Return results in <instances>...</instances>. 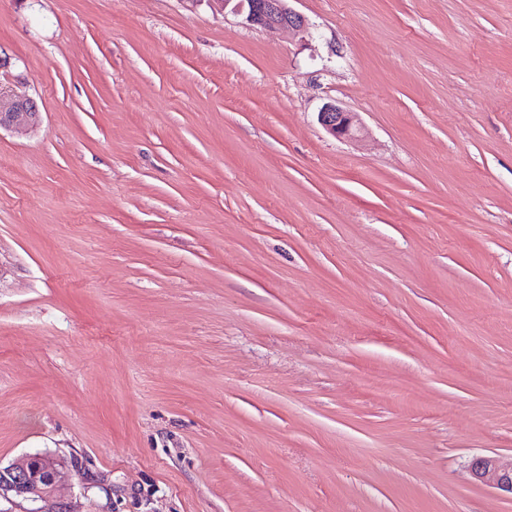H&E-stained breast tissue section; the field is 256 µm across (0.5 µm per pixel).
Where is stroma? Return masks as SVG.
<instances>
[{
  "mask_svg": "<svg viewBox=\"0 0 512 512\" xmlns=\"http://www.w3.org/2000/svg\"><path fill=\"white\" fill-rule=\"evenodd\" d=\"M0 0V465L47 512H512V0ZM357 113V142L318 123ZM227 7L236 2L232 10L245 16L249 25L268 29L288 30L289 33L300 35L308 32V23L303 15L289 6L290 0H220ZM40 120L41 112L35 99L0 86V131L34 128ZM318 121L337 139H357L364 133L357 113L350 112L336 103L325 104L318 112ZM53 454H26L6 467L0 465V501L21 498L35 506L49 498L66 465ZM470 473L476 482L512 496V461L503 464L496 456L476 455Z\"/></svg>",
  "mask_w": 512,
  "mask_h": 512,
  "instance_id": "1",
  "label": "stroma"
}]
</instances>
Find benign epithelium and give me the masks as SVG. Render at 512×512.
<instances>
[{
	"label": "benign epithelium",
	"mask_w": 512,
	"mask_h": 512,
	"mask_svg": "<svg viewBox=\"0 0 512 512\" xmlns=\"http://www.w3.org/2000/svg\"><path fill=\"white\" fill-rule=\"evenodd\" d=\"M290 0H224L232 10L245 16L249 25L282 29L294 35L308 32L303 15L289 6ZM41 112L35 99L0 87V130L36 127ZM318 121L332 136L342 140L359 138L364 127L354 112L336 103L325 104L318 112ZM71 467L81 476L82 464L75 457L66 462L52 454H26L6 467L0 466V500L21 498L31 504L25 512H42L37 504L55 491L63 469ZM472 478L489 488L512 495V462L502 463L492 455H477L470 463Z\"/></svg>",
	"instance_id": "obj_1"
}]
</instances>
